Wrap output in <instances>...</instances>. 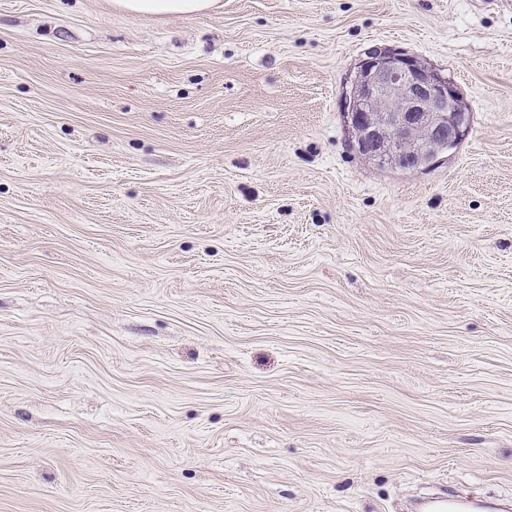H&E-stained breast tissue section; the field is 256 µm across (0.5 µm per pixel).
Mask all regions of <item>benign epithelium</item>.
Masks as SVG:
<instances>
[{
    "instance_id": "7a95c632",
    "label": "benign epithelium",
    "mask_w": 512,
    "mask_h": 512,
    "mask_svg": "<svg viewBox=\"0 0 512 512\" xmlns=\"http://www.w3.org/2000/svg\"><path fill=\"white\" fill-rule=\"evenodd\" d=\"M343 116L365 160L409 171L458 145L469 125L456 86L403 51L370 53L359 62Z\"/></svg>"
}]
</instances>
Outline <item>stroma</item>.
I'll list each match as a JSON object with an SVG mask.
<instances>
[{"mask_svg": "<svg viewBox=\"0 0 512 512\" xmlns=\"http://www.w3.org/2000/svg\"><path fill=\"white\" fill-rule=\"evenodd\" d=\"M472 121L423 171L370 51ZM512 500V0H0V512ZM215 0H113L114 8L137 17L142 15H173L197 17L208 12ZM350 82L345 123L354 148L378 167L420 169L466 134L471 113L468 121L460 92L415 55L369 53Z\"/></svg>", "mask_w": 512, "mask_h": 512, "instance_id": "1", "label": "stroma"}]
</instances>
